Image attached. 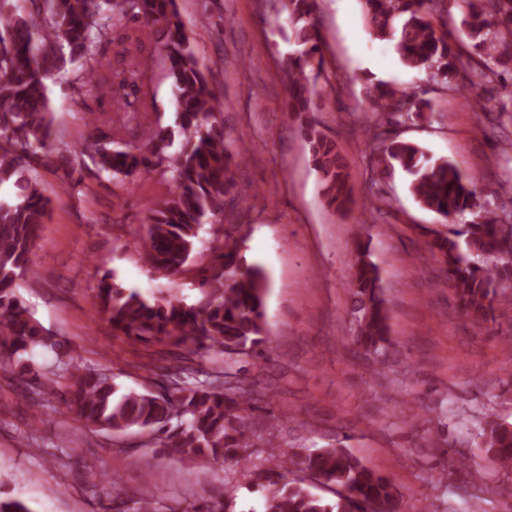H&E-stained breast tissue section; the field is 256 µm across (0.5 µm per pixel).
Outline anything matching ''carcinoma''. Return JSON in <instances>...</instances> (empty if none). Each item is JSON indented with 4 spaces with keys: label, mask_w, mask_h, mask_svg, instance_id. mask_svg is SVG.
I'll use <instances>...</instances> for the list:
<instances>
[{
    "label": "carcinoma",
    "mask_w": 512,
    "mask_h": 512,
    "mask_svg": "<svg viewBox=\"0 0 512 512\" xmlns=\"http://www.w3.org/2000/svg\"><path fill=\"white\" fill-rule=\"evenodd\" d=\"M0 0V185L14 182L19 194L0 198V353L18 368V375L36 381L30 391L37 407L52 401L91 432L146 431L161 448L183 459H250L255 429L265 422L245 416L261 392L224 380V373L178 367L162 392L123 390L103 369L90 367L62 351L60 340L35 318L20 296V282L31 271V253L51 199L29 159L55 149L53 109L45 79L53 71L79 66L80 87L108 90L119 108L134 97L138 114L147 111L144 77L153 59L142 55L143 45L160 34L157 51L172 79L175 127H148L144 145L118 149L89 136L75 144L73 160L91 165L99 174L122 176L134 183L153 172V159L167 162L166 172L177 193L151 209L149 224L136 245L140 260L166 277L187 271L207 227L222 223L226 196L234 185V171L246 160L241 140L224 139L222 102L211 88L206 68L199 63L185 30L176 0ZM447 0H364L370 35L390 42L401 63L409 68L434 69L446 85L464 67L448 39L437 34L432 20L446 12ZM460 10L459 37L470 41L483 61L472 69L478 85L501 81L499 47L512 45V0H453ZM287 22L299 53L288 59L287 109L298 117L321 173L322 197L338 209L352 202V188L336 142L309 121L315 109L314 87L329 79L316 18V0H286ZM135 21L126 34L122 55L127 68L103 74L97 43L115 28ZM374 111L399 122L431 108L413 91L381 87ZM182 137L172 154L174 135ZM379 165L400 167L410 176L409 191L417 203L448 223L469 213L462 229H448L426 242L425 251L442 266L453 286V300L469 321L481 327L496 321L499 292L512 287V213L492 214L480 198L504 192L503 183L480 185L447 158L434 159L419 146L386 142L375 132L367 143ZM240 225L230 224L207 241L208 263L197 270L198 298L145 296L138 288L118 282L105 272L96 288L99 317L133 342L150 344L172 340L194 347L202 356H225L227 370L266 352V297L269 275L242 252ZM355 344L367 357L386 350L389 343L387 309L379 266L359 244L352 264ZM39 350L54 353L52 364H40ZM481 444L499 466L512 468V427L488 423L479 433ZM285 469L301 473L325 486L334 498L325 499L302 480L287 481L280 474L250 465L253 485L263 496V512H401L402 497L394 485L348 449L333 446L317 452L286 456ZM114 512H161L150 496L113 498ZM167 512H234L231 502L219 499L199 505L169 507Z\"/></svg>",
    "instance_id": "carcinoma-1"
}]
</instances>
